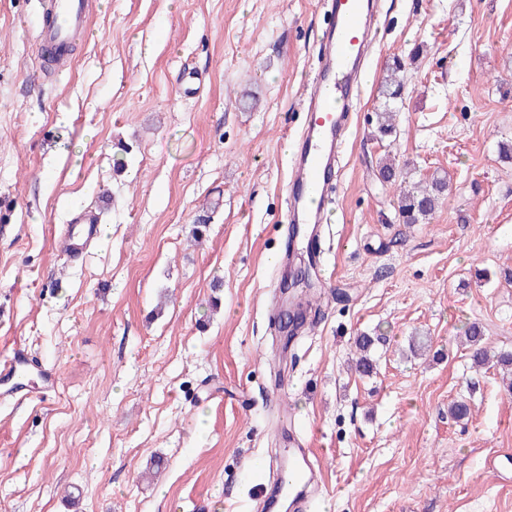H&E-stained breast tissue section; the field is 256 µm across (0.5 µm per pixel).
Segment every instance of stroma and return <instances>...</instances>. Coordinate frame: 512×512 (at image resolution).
<instances>
[{"instance_id": "35a3bbf8", "label": "stroma", "mask_w": 512, "mask_h": 512, "mask_svg": "<svg viewBox=\"0 0 512 512\" xmlns=\"http://www.w3.org/2000/svg\"><path fill=\"white\" fill-rule=\"evenodd\" d=\"M376 3L335 206L296 238L322 0H97L43 76L40 0H0V358L30 360L26 398L0 396V512H258L292 432L319 464L308 512H512V396L462 344L476 324L512 348V0ZM388 156L448 173L425 223L400 221ZM84 212L107 231L73 259ZM313 249L316 305L284 348L273 301ZM406 69V63L402 58H396L393 61V66L391 67L390 78L388 79V83L386 85V89L384 92L385 98L390 100H395L401 95L402 83L399 79V74L404 72ZM385 102V109L378 113V132L381 136H388L392 133L393 129V112H395L394 108L390 107V105ZM387 103V104H386Z\"/></svg>"}]
</instances>
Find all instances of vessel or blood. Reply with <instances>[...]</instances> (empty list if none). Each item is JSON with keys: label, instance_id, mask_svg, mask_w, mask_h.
I'll return each instance as SVG.
<instances>
[{"label": "vessel or blood", "instance_id": "b4317fda", "mask_svg": "<svg viewBox=\"0 0 512 512\" xmlns=\"http://www.w3.org/2000/svg\"><path fill=\"white\" fill-rule=\"evenodd\" d=\"M44 5L51 20L36 35L42 50L62 47L68 32L83 31L94 10V0H44ZM330 15L324 32V54L306 100L305 129L293 159L290 220L298 224L320 221L321 204L331 189L345 142L346 107L353 84L367 62L376 25L371 0H331ZM99 236L94 215L80 216L67 226L61 249L71 257L83 255ZM26 360L24 350L17 347L11 356L0 359V383L6 385L7 395L23 392L24 386L16 377ZM311 455L310 449L300 446L289 449L282 481H289L301 469L315 476L316 463Z\"/></svg>", "mask_w": 512, "mask_h": 512}]
</instances>
